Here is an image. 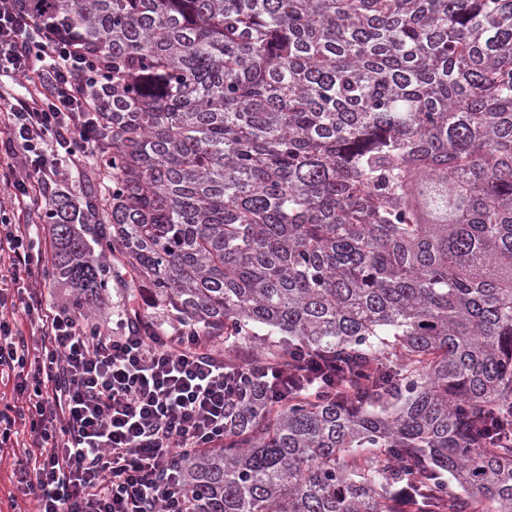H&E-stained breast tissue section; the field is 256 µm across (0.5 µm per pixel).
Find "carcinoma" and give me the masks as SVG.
<instances>
[{"mask_svg": "<svg viewBox=\"0 0 512 512\" xmlns=\"http://www.w3.org/2000/svg\"><path fill=\"white\" fill-rule=\"evenodd\" d=\"M30 3L101 66L71 309L341 372L225 411L202 512H512V0Z\"/></svg>", "mask_w": 512, "mask_h": 512, "instance_id": "obj_1", "label": "carcinoma"}]
</instances>
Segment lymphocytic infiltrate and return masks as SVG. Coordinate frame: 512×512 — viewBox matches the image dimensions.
<instances>
[{
    "mask_svg": "<svg viewBox=\"0 0 512 512\" xmlns=\"http://www.w3.org/2000/svg\"><path fill=\"white\" fill-rule=\"evenodd\" d=\"M0 71L42 84L9 104L0 120L8 149L28 168H0V196L46 208L55 147L95 158L93 107L81 89L98 64L65 26L44 27L25 0L0 8ZM29 220L0 225V382L14 401L0 410V449L21 434L32 449L18 460L30 475L35 512H192L179 461L224 445V412L255 385L244 368L225 370L198 332L178 325L146 334L126 303L112 327L87 323L46 296ZM29 334L13 327L16 316Z\"/></svg>",
    "mask_w": 512,
    "mask_h": 512,
    "instance_id": "f902f5d3",
    "label": "lymphocytic infiltrate"
}]
</instances>
